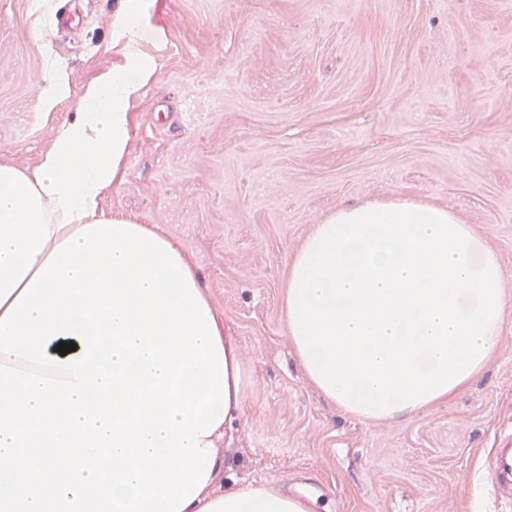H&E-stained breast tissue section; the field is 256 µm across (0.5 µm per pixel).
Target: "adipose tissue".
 <instances>
[{
  "label": "adipose tissue",
  "instance_id": "ef3b65f1",
  "mask_svg": "<svg viewBox=\"0 0 512 512\" xmlns=\"http://www.w3.org/2000/svg\"><path fill=\"white\" fill-rule=\"evenodd\" d=\"M145 0H119L116 61L80 90L33 167L0 161V315L77 229L119 215L104 201L125 178L131 108L157 60L143 47ZM288 342L306 379L343 412L390 420L448 402L494 355L512 315L496 251L448 208L396 197L341 208L313 225L288 261L281 298ZM228 418L240 412L245 363L222 336ZM184 512H312L266 484L216 491Z\"/></svg>",
  "mask_w": 512,
  "mask_h": 512
}]
</instances>
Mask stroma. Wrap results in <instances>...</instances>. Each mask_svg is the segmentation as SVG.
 Here are the masks:
<instances>
[{
	"label": "stroma",
	"mask_w": 512,
	"mask_h": 512,
	"mask_svg": "<svg viewBox=\"0 0 512 512\" xmlns=\"http://www.w3.org/2000/svg\"><path fill=\"white\" fill-rule=\"evenodd\" d=\"M118 0H0V159L33 166L111 66ZM156 79L135 105V214L195 258L248 386L216 489L265 483L313 512H512L488 459L512 448V316L448 403L384 422L320 396L288 343V259L313 224L394 197L448 207L499 255L512 298V0H155ZM64 76L53 111L36 85Z\"/></svg>",
	"instance_id": "35a3bbf8"
}]
</instances>
